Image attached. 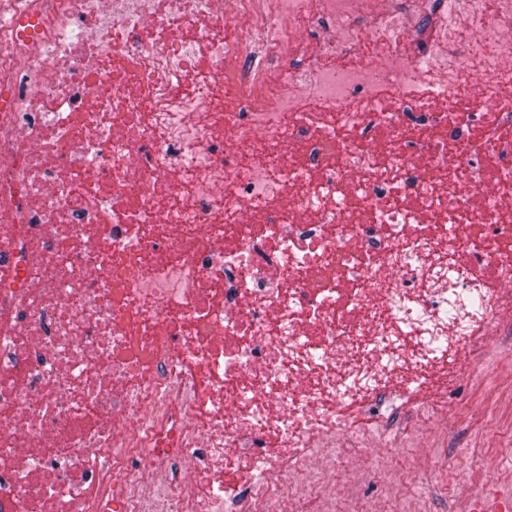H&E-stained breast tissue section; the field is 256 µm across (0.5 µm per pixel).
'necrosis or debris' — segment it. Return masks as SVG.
Wrapping results in <instances>:
<instances>
[{"label":"necrosis or debris","instance_id":"4bbe7bcc","mask_svg":"<svg viewBox=\"0 0 512 512\" xmlns=\"http://www.w3.org/2000/svg\"><path fill=\"white\" fill-rule=\"evenodd\" d=\"M457 3L0 0V512H338V419L482 356L512 0Z\"/></svg>","mask_w":512,"mask_h":512}]
</instances>
